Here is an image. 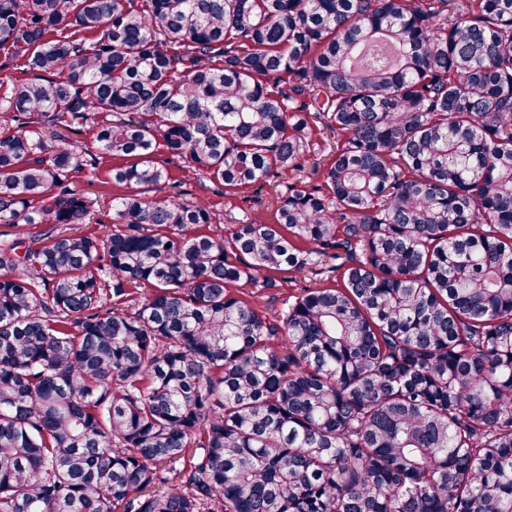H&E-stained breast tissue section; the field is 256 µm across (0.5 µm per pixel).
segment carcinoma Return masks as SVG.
Masks as SVG:
<instances>
[{"instance_id": "cac0c4a2", "label": "carcinoma", "mask_w": 512, "mask_h": 512, "mask_svg": "<svg viewBox=\"0 0 512 512\" xmlns=\"http://www.w3.org/2000/svg\"><path fill=\"white\" fill-rule=\"evenodd\" d=\"M0 50V512H512V0H0ZM313 124L270 223L149 196ZM126 161L122 159H104L100 167L92 172V169L87 168L84 172L77 174L75 179V187L83 193L102 195L105 204H101L100 213L94 215L90 223L85 225H77L75 228H80L84 232L99 233L101 236L112 228V210H109L107 203L112 195V184L104 183L110 181L109 174L113 165L125 164ZM342 270H336L328 275H314L311 273H281L278 278L283 277L292 283L285 284L286 288L267 289L257 295L251 292L257 291L256 288H238L241 296L248 299L257 312L264 318H273L281 307L282 302L288 297L289 293L298 294L297 289L301 288H323L340 284ZM250 295V296H249Z\"/></svg>"}]
</instances>
